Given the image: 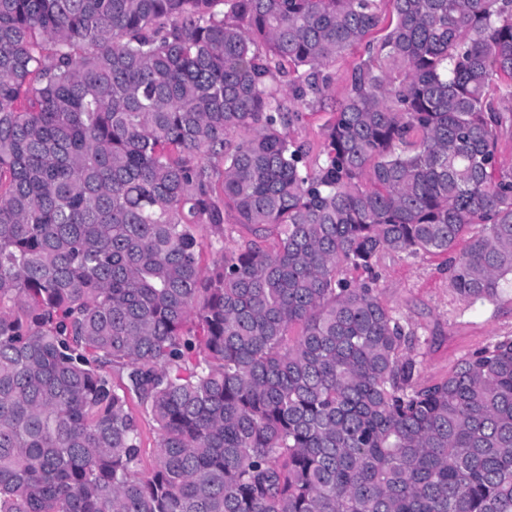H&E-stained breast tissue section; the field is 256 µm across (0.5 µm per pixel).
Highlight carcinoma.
I'll return each instance as SVG.
<instances>
[{"mask_svg": "<svg viewBox=\"0 0 512 512\" xmlns=\"http://www.w3.org/2000/svg\"><path fill=\"white\" fill-rule=\"evenodd\" d=\"M380 2L0 0V512H512V338L419 388L373 277L512 283V0ZM360 49L336 59L328 69L332 76L327 105L321 110H304L301 119L288 128V136L294 141L305 144L309 148L308 159L311 162L323 149L325 129L334 118L332 106L341 102L346 95L345 77L360 54ZM277 242L276 235H267L264 238L255 237L248 226L239 224L238 214L235 210L228 208L224 211V252L240 253L255 246L264 250H272ZM197 237L203 243L200 267L205 276L211 274L214 266L220 261L222 253L215 248H210L209 243L214 239L212 229L206 224L197 227ZM132 410L135 413L139 429L141 433L140 448L142 466L149 469L154 461L158 450L159 434L156 424L152 421L151 417L146 414L136 403L131 404Z\"/></svg>", "mask_w": 512, "mask_h": 512, "instance_id": "carcinoma-1", "label": "carcinoma"}]
</instances>
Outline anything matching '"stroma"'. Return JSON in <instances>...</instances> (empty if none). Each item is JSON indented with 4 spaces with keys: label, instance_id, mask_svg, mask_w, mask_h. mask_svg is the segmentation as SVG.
Returning <instances> with one entry per match:
<instances>
[{
    "label": "stroma",
    "instance_id": "35a3bbf8",
    "mask_svg": "<svg viewBox=\"0 0 512 512\" xmlns=\"http://www.w3.org/2000/svg\"><path fill=\"white\" fill-rule=\"evenodd\" d=\"M356 59V54L350 53L330 66L332 81L326 108L304 111L288 129L289 137L306 145L310 156H317L323 148L326 126L334 117L332 108L346 95L345 77ZM197 237L204 245L200 267L206 275L211 274L222 253H240L255 246L270 250L278 242L273 235L255 237L248 226L239 223L232 209L224 213L223 249L211 248L214 235L208 225L198 226ZM375 272L381 302L413 333L408 354L416 363L419 386L447 379L466 356L491 342L512 338V287L502 288L492 301L462 300L450 286L449 255L409 257L386 251Z\"/></svg>",
    "mask_w": 512,
    "mask_h": 512
}]
</instances>
